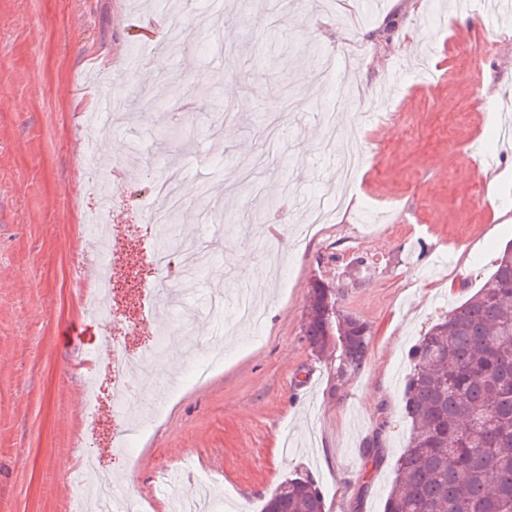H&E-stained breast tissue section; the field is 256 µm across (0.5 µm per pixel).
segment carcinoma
<instances>
[{
    "mask_svg": "<svg viewBox=\"0 0 512 512\" xmlns=\"http://www.w3.org/2000/svg\"><path fill=\"white\" fill-rule=\"evenodd\" d=\"M336 292L312 283L304 325L322 352L340 342L339 373L359 369L371 328L336 319ZM403 411L412 432L399 457L385 512H512V246L477 292L413 345ZM262 512H325L313 480L281 483Z\"/></svg>",
    "mask_w": 512,
    "mask_h": 512,
    "instance_id": "obj_1",
    "label": "carcinoma"
}]
</instances>
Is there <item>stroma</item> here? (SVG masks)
<instances>
[{"label":"stroma","mask_w":512,"mask_h":512,"mask_svg":"<svg viewBox=\"0 0 512 512\" xmlns=\"http://www.w3.org/2000/svg\"><path fill=\"white\" fill-rule=\"evenodd\" d=\"M458 0L398 8L375 0L346 17L329 0H0V512H70V473L82 456L84 376L95 337L73 336L85 318L73 288L84 265L85 224L102 184L112 188V331L138 348L166 332V356L134 402L159 407L144 436L112 460V409L102 404L94 452L137 495L160 473L180 478L191 459L212 489L207 512H260L277 487L305 475L325 512H384L393 467L410 427L402 412L408 352L449 310L472 296L512 242V143L499 142L491 103L512 101V26L488 32ZM429 20L433 32L391 86L401 34ZM195 28L192 43L155 51V26ZM207 82H199V73ZM148 90L157 110L104 129L121 150L92 164L81 116L103 107L100 86ZM482 90L487 105L470 99ZM387 91L397 122L342 123L366 153L355 201L318 234H300L312 202L344 188L338 150L324 147L331 95L359 111ZM236 118L213 125L212 113ZM496 156L491 174L472 141ZM185 168L186 205L176 240L208 250L210 265L142 318L138 288L150 275L142 226L152 177ZM486 181L484 198L475 184ZM266 283L253 303L259 324L236 316L249 279ZM329 282L339 314L367 322L359 370L338 376L339 343L312 351L304 323L313 281ZM452 280L453 289L442 286ZM224 295V312L206 300ZM142 320L138 333L130 322ZM219 363L206 382L185 368L187 343ZM381 439L372 467L363 443Z\"/></svg>","instance_id":"35a3bbf8"}]
</instances>
